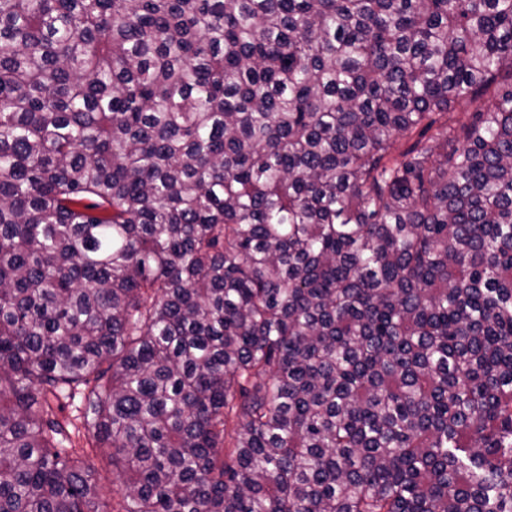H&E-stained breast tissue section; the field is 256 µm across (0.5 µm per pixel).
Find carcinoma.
<instances>
[{
    "mask_svg": "<svg viewBox=\"0 0 512 512\" xmlns=\"http://www.w3.org/2000/svg\"><path fill=\"white\" fill-rule=\"evenodd\" d=\"M503 85L512 0H0V512H512ZM89 453L88 461L95 470L96 476L99 479L100 484L104 488V498L109 504L108 510L112 509V489L117 490L122 485V479L116 474H112V467L108 466L100 456H96L95 453L91 452L87 448Z\"/></svg>",
    "mask_w": 512,
    "mask_h": 512,
    "instance_id": "1",
    "label": "carcinoma"
}]
</instances>
